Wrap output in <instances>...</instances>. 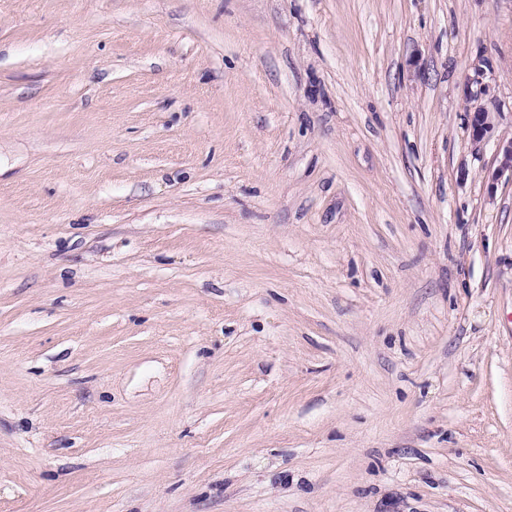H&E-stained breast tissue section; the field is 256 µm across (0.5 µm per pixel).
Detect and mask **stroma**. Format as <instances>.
I'll return each instance as SVG.
<instances>
[{"mask_svg": "<svg viewBox=\"0 0 512 512\" xmlns=\"http://www.w3.org/2000/svg\"><path fill=\"white\" fill-rule=\"evenodd\" d=\"M512 0H0V512H512ZM500 112H494L487 107H481L474 112H468L467 124L471 133L473 151L478 154L482 146L492 137Z\"/></svg>", "mask_w": 512, "mask_h": 512, "instance_id": "1", "label": "stroma"}]
</instances>
